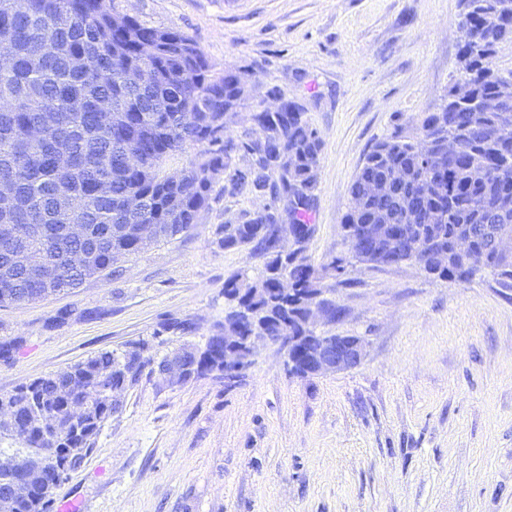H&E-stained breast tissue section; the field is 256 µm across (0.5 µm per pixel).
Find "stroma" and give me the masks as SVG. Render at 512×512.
Instances as JSON below:
<instances>
[{"label": "stroma", "instance_id": "stroma-1", "mask_svg": "<svg viewBox=\"0 0 512 512\" xmlns=\"http://www.w3.org/2000/svg\"><path fill=\"white\" fill-rule=\"evenodd\" d=\"M142 24L184 32L214 72L249 93L224 136L237 140L265 92L306 104L323 142L314 265L346 255L349 188L378 140L416 136L460 67V0H113ZM216 176L194 228L125 259L120 277L0 304V394L103 350L145 340L154 359L203 346L224 325V282L263 258L221 246L225 222L264 203ZM338 316L366 339L355 368L299 378L278 345L234 379L173 386L144 371L123 392L80 468L56 490L80 512H512V287L403 263L347 262L325 279ZM191 325L187 334L169 323Z\"/></svg>", "mask_w": 512, "mask_h": 512}]
</instances>
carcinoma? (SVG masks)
<instances>
[{
    "mask_svg": "<svg viewBox=\"0 0 512 512\" xmlns=\"http://www.w3.org/2000/svg\"><path fill=\"white\" fill-rule=\"evenodd\" d=\"M461 81L469 85L463 101L456 87L444 104L421 121L420 135H395L377 142L350 186L351 204L342 230L351 257L378 266L373 252L396 249V260H416L434 279H461L453 252L456 236L473 238L477 261L505 286L512 282V257L491 246L494 224L512 225V101L499 112L484 110L485 102L512 85V73L494 66L499 44L512 41V0H462ZM110 0H0V183L13 195L0 198V217L23 230L41 224L43 236L30 243L44 257L36 268L11 264L10 256L27 244L24 238H0V303L22 304L46 297L44 283L72 289L86 278L122 273L120 262L140 248L131 236H112V226L137 218L158 228L156 241L169 242L187 233L208 207L214 175L229 168L238 154L245 164L228 172L229 192H266L275 208L244 214L222 227L221 245L252 247L264 257L263 270L252 281L242 271L224 282V322L245 307L268 336H303L305 308L280 293V282L307 293L322 288L336 261L313 265L306 250H275L278 233L291 228L298 235L314 230L317 170L322 140L295 112H255L254 128L240 139L221 141L232 110L246 94L243 77L212 66L193 40L180 31L148 27L137 20L112 27ZM52 41L57 55L33 65L37 44ZM96 58L93 71L75 60ZM112 102L113 122L101 123L96 103ZM46 125L43 141L27 139L30 128ZM455 139L463 154L435 171L424 168L417 148L433 149ZM207 145L201 160L179 175L163 172V163L187 145ZM66 152L71 164H55ZM110 185L106 195L102 183ZM136 196L142 214L124 209ZM385 214L390 240L360 238L375 214ZM86 227L85 240L70 237L66 225ZM200 363L224 372V350L212 348ZM149 342L102 351L59 373H49L0 396V408L20 416L13 434L26 452L32 443L23 435L42 437L35 451L48 465L68 477V449L86 457L112 417L114 392L134 385L155 363ZM82 402L84 415L72 420L68 408ZM10 512H51L54 493L37 488L16 493Z\"/></svg>",
    "mask_w": 512,
    "mask_h": 512,
    "instance_id": "cac0c4a2",
    "label": "carcinoma"
}]
</instances>
